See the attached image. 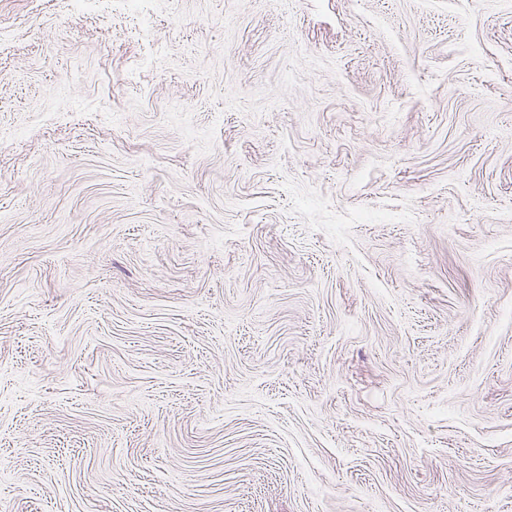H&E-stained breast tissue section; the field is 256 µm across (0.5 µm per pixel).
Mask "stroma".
I'll list each match as a JSON object with an SVG mask.
<instances>
[{"instance_id":"stroma-1","label":"stroma","mask_w":512,"mask_h":512,"mask_svg":"<svg viewBox=\"0 0 512 512\" xmlns=\"http://www.w3.org/2000/svg\"><path fill=\"white\" fill-rule=\"evenodd\" d=\"M5 512H512V0H0Z\"/></svg>"}]
</instances>
